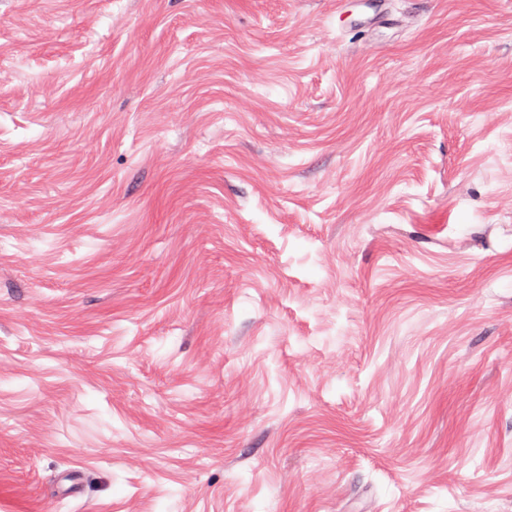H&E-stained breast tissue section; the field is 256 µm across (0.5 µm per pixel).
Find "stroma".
<instances>
[{"instance_id": "obj_1", "label": "stroma", "mask_w": 512, "mask_h": 512, "mask_svg": "<svg viewBox=\"0 0 512 512\" xmlns=\"http://www.w3.org/2000/svg\"><path fill=\"white\" fill-rule=\"evenodd\" d=\"M0 512H512V0H0Z\"/></svg>"}]
</instances>
